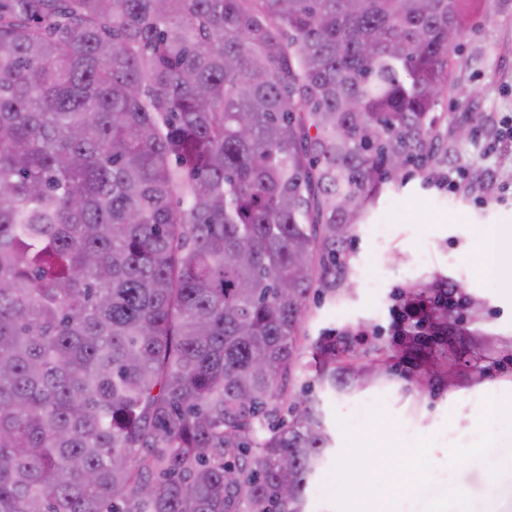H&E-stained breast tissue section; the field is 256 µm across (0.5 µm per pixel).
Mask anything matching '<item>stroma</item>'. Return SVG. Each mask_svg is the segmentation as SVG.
<instances>
[{
  "instance_id": "1",
  "label": "stroma",
  "mask_w": 512,
  "mask_h": 512,
  "mask_svg": "<svg viewBox=\"0 0 512 512\" xmlns=\"http://www.w3.org/2000/svg\"><path fill=\"white\" fill-rule=\"evenodd\" d=\"M452 80L468 97L459 104L448 91L439 99L434 156L407 166L366 218L387 225L386 239L357 227L343 257L348 291L310 296L309 345L288 393L299 395L314 375L313 341L350 330L366 359L373 335L399 345L414 328L400 317L402 293L426 292L444 280L466 300L455 336L467 350L452 383L433 392L409 388L406 360L393 361L390 372L362 388L315 387L331 443L305 512H352L363 470L378 512H484L492 498L500 512H512V297L485 273L478 235L512 223V143L485 150L492 121L512 116V0H491L489 19L453 54ZM447 173L461 178V189L441 185ZM369 276L379 278V288L363 287ZM473 299L480 310L469 309ZM340 482L346 493H337Z\"/></svg>"
}]
</instances>
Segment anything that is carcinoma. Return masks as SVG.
Here are the masks:
<instances>
[{
    "mask_svg": "<svg viewBox=\"0 0 512 512\" xmlns=\"http://www.w3.org/2000/svg\"><path fill=\"white\" fill-rule=\"evenodd\" d=\"M489 0H0V512H303L311 293L433 152ZM401 354L457 356L448 292ZM344 331L315 381L379 378Z\"/></svg>",
    "mask_w": 512,
    "mask_h": 512,
    "instance_id": "carcinoma-1",
    "label": "carcinoma"
}]
</instances>
